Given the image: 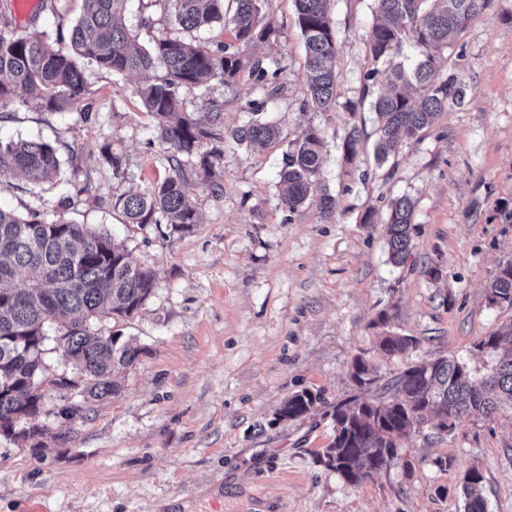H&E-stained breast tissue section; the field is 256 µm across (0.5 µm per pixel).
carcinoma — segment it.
Masks as SVG:
<instances>
[{
	"label": "carcinoma",
	"mask_w": 512,
	"mask_h": 512,
	"mask_svg": "<svg viewBox=\"0 0 512 512\" xmlns=\"http://www.w3.org/2000/svg\"><path fill=\"white\" fill-rule=\"evenodd\" d=\"M76 23L68 34L57 32L54 46L47 33L19 34L0 27V105L74 107L89 95L87 65L124 76H141L142 102L154 119L157 139L167 153L166 176L145 192L123 193L112 200L130 224L153 226L164 237H182L200 223L191 202L186 164L195 162L197 175L222 195L216 167L224 157V142L266 145L280 138L277 125L259 119L225 134L224 102L207 95L214 81L228 82L248 71L257 82L273 84L270 71L252 50L274 42L278 29L264 13L266 0H153L180 30L232 25L234 43L206 44L181 37H161L148 49L135 45L133 34L120 21L127 0H81ZM295 23L304 38L307 99L303 108L325 112L336 105L335 29L327 0H294ZM489 0H375V22L368 50L375 63L392 65L385 89L373 103L378 121L375 156L384 164L396 157L407 140L431 127L442 112L463 102L454 77L437 79L434 56L425 53L411 67L394 62L406 40L423 49L446 47L486 8ZM164 75H153L156 65ZM200 92V110L183 109V93ZM324 140L312 125L289 144L280 177V205L292 213L309 198L320 175ZM112 169V178H127L121 153L113 143L98 145ZM24 175L33 183L61 182L56 148L44 140H0V177ZM415 201L393 199L385 234L389 262L400 267L410 255L415 229ZM157 271L133 262L123 243L104 229L50 219L38 210L26 217L0 207V421L22 413L28 431L13 435L39 439L32 423L41 413V383L45 379L47 342L77 370L86 400H104L119 391L117 370L133 366L142 349L114 336L103 340L96 328L104 320L135 315L154 293ZM490 305L512 306V262L503 263L487 288ZM389 314L379 313L373 326L382 328L380 349L390 357H406L419 340L386 329ZM65 337L59 347L57 337ZM497 331L476 348L496 355L491 372L478 378L468 367L444 356L407 365L386 381L357 356L350 378L357 393L331 406L336 432L321 458L346 483L358 486L400 458L402 445L421 425L432 422L448 430V421L461 416L487 420L512 403V346L502 347ZM325 404L318 393L302 390L283 404L279 416H307ZM483 476L469 471L462 484L465 512H487L481 494Z\"/></svg>",
	"instance_id": "1"
}]
</instances>
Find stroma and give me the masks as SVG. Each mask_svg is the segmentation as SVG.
<instances>
[{"mask_svg":"<svg viewBox=\"0 0 512 512\" xmlns=\"http://www.w3.org/2000/svg\"><path fill=\"white\" fill-rule=\"evenodd\" d=\"M80 8V0H37L21 14L0 0V24L53 37ZM264 10L279 28L275 44L260 50L280 65L275 83L244 72L213 82L208 94L224 102L225 131L247 123L259 103L281 138L251 149L225 142L224 193L214 196L192 176L201 222L184 236L162 238L112 207L114 196L168 172L136 94L138 75L87 67L88 123L75 108H0V140L49 141L62 160L91 172L44 191L46 210L105 227L160 274L134 317L99 326L142 349L120 374L118 394L85 403L66 424L58 412L81 402L79 391L45 386L35 419L45 430L41 447L0 437V512H463L461 484L473 468L484 476L487 512H512L510 407L490 420L458 419L448 431L421 430L400 460L358 486L319 461L334 437L331 417H279L304 389L332 403L349 396L359 355L388 377L407 360L441 355L479 377L494 366V354L476 344L512 324V307L485 298L500 264L512 260V0H489L438 53L439 75H455L463 104L382 165L371 102L386 75L375 72L367 48L374 0H329L340 50L336 105L326 112L303 108L305 51L293 0H266ZM123 22L143 47L179 34L152 0H128ZM309 124L327 152L311 200L291 213L278 199V173L289 142ZM354 129L361 149L350 162L343 142ZM108 140L124 157L126 181L113 180L98 155ZM325 191L337 202L328 217L316 202ZM402 195L416 203V231L410 257L396 267L383 227L389 201ZM382 310L389 329L420 339L409 359L379 351L371 321ZM441 458L451 466L439 467Z\"/></svg>","mask_w":512,"mask_h":512,"instance_id":"35a3bbf8","label":"stroma"}]
</instances>
